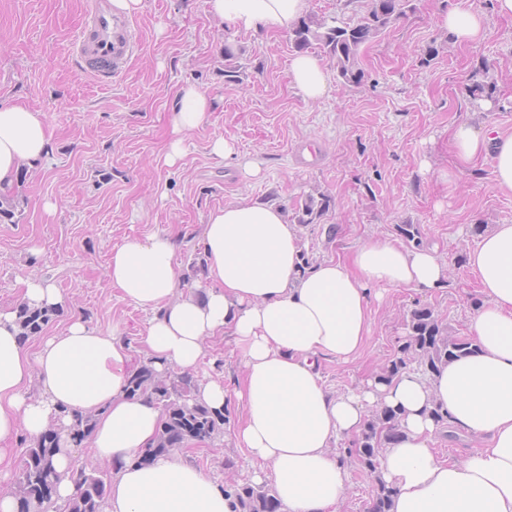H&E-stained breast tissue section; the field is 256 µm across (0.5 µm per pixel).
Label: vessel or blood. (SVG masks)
<instances>
[{"mask_svg": "<svg viewBox=\"0 0 512 512\" xmlns=\"http://www.w3.org/2000/svg\"><path fill=\"white\" fill-rule=\"evenodd\" d=\"M135 47L133 31L112 0H89L87 19L74 36L72 53L84 73L111 84Z\"/></svg>", "mask_w": 512, "mask_h": 512, "instance_id": "obj_1", "label": "vessel or blood"}]
</instances>
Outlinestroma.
<instances>
[{
    "label": "stroma",
    "mask_w": 512,
    "mask_h": 512,
    "mask_svg": "<svg viewBox=\"0 0 512 512\" xmlns=\"http://www.w3.org/2000/svg\"><path fill=\"white\" fill-rule=\"evenodd\" d=\"M413 12L360 51L364 78H331L325 99L304 101L290 86L288 35L238 32L210 18L204 0H143L129 22L136 46L108 86L82 72L71 52L85 19V0H0V104L44 110L51 155L25 173L19 223L0 224V309H14L25 283L37 277L67 298L44 335L62 332L71 315L116 331L134 357L147 317L122 300L105 270L125 238L178 229L182 279L204 282L195 269L209 210L241 195L294 212L310 195L326 194L329 210L300 224L310 262L347 257L374 237H394L400 224L420 227L423 246L448 264V284L429 295L390 289L374 305L370 335L351 362L321 358L325 385L343 393L383 370L406 336V319L427 306L450 334L467 335L479 285L462 258L480 240L473 225L512 224V195L500 192L491 160L454 182L448 138L463 118L495 134H512V17L494 0H412ZM455 7L483 12L485 39L454 45L437 24ZM437 55L424 61L428 47ZM233 58H226L225 48ZM235 69L236 80L225 72ZM496 86L497 103L483 111L468 89ZM193 83L216 100L211 123L186 142L176 165L165 162L169 112L177 89ZM232 141L235 156L216 160L215 138ZM260 163V177L242 175L240 159ZM199 374L234 386L241 374L233 337L210 340ZM217 480L251 482L248 455L232 434L187 450ZM235 462L224 466L225 459Z\"/></svg>",
    "instance_id": "obj_1"
}]
</instances>
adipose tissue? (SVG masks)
I'll list each match as a JSON object with an SVG mask.
<instances>
[{"label": "adipose tissue", "instance_id": "1", "mask_svg": "<svg viewBox=\"0 0 512 512\" xmlns=\"http://www.w3.org/2000/svg\"><path fill=\"white\" fill-rule=\"evenodd\" d=\"M208 13L238 31L285 34L310 0H205ZM438 23L459 45L481 41L485 16L453 9ZM290 84L304 100L322 99L329 75L311 53L294 55ZM214 99L182 85L170 113L167 164L181 157L189 134L209 125ZM456 170L491 158L500 190L512 194V135L490 134L462 121L449 137ZM51 152L47 116L23 103L0 105V191L17 190L19 173ZM177 235L156 232L114 246L107 275L122 298L149 317L140 343L160 375L194 370L209 337L234 336L244 369L235 388L203 376L196 398L223 409L236 399L243 412L232 436L255 464L253 480L271 482L285 512H341L347 472L331 448L360 432L372 408L399 415L402 435L382 448L377 471L393 490L391 512H512V224L496 225L467 254L485 303L470 322L473 353L421 375L383 382L370 378L333 393L317 369L319 357L357 359L370 334L374 292L410 288L436 292L447 266L434 250L377 237L349 257L305 267V245L285 211L248 196L209 211L203 231L204 283H183ZM16 314L0 310V478L9 475V445L19 432L40 438L63 430L60 408L94 414L90 449L100 461L122 460L106 512H235L234 499L187 458L137 460L155 437L162 410L126 388L132 354L115 334L72 319L63 333L43 337L36 352L19 338ZM40 397L29 394L32 380ZM447 413L439 423L433 409ZM449 430L486 439L459 459L430 446Z\"/></svg>", "mask_w": 512, "mask_h": 512}]
</instances>
